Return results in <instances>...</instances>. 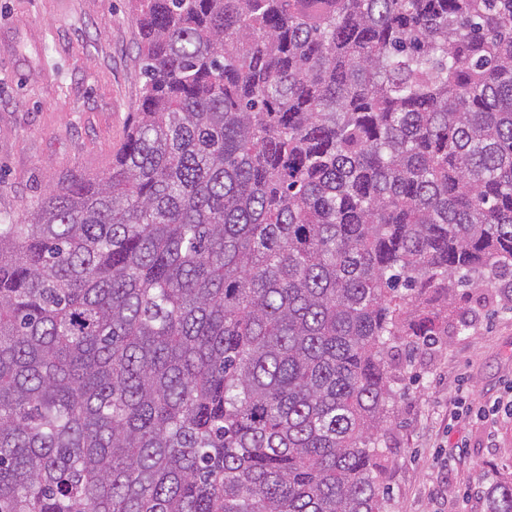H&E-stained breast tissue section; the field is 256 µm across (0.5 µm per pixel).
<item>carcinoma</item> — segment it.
Listing matches in <instances>:
<instances>
[{
  "mask_svg": "<svg viewBox=\"0 0 512 512\" xmlns=\"http://www.w3.org/2000/svg\"><path fill=\"white\" fill-rule=\"evenodd\" d=\"M132 2L112 169L0 218V512H385L386 355L512 289V0Z\"/></svg>",
  "mask_w": 512,
  "mask_h": 512,
  "instance_id": "carcinoma-1",
  "label": "carcinoma"
}]
</instances>
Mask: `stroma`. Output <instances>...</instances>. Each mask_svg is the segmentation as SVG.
Here are the masks:
<instances>
[{
  "instance_id": "obj_1",
  "label": "stroma",
  "mask_w": 512,
  "mask_h": 512,
  "mask_svg": "<svg viewBox=\"0 0 512 512\" xmlns=\"http://www.w3.org/2000/svg\"><path fill=\"white\" fill-rule=\"evenodd\" d=\"M136 40L129 0H0V216L111 169L139 103ZM393 365L387 512H486L487 481L512 474V291L457 295L447 336Z\"/></svg>"
}]
</instances>
